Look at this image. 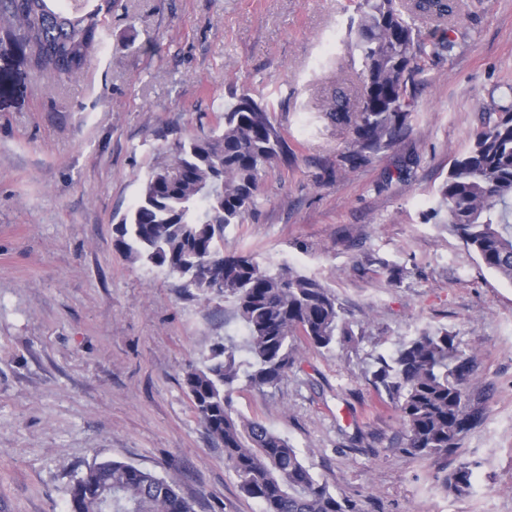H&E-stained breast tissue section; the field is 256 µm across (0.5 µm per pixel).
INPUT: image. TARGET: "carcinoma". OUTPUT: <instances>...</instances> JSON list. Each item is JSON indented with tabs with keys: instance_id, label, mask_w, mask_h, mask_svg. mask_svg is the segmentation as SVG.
<instances>
[{
	"instance_id": "obj_1",
	"label": "carcinoma",
	"mask_w": 512,
	"mask_h": 512,
	"mask_svg": "<svg viewBox=\"0 0 512 512\" xmlns=\"http://www.w3.org/2000/svg\"><path fill=\"white\" fill-rule=\"evenodd\" d=\"M119 0H0V19L17 24L31 65L58 79L81 74L100 46V35ZM459 0H354L345 47L363 81L355 93L336 89L323 112L349 128L347 151L336 171L355 170L397 149L416 110L414 86L422 61L452 47L447 25ZM437 34L424 42L417 23ZM220 131L178 140L173 162L153 168L133 207L117 224L118 242L133 261L165 268L193 297L207 298L224 280L244 336L216 343L207 363L188 366L183 386L207 435L242 491L262 512H360L357 503L313 475L287 439L258 419L235 413L239 383L275 389L296 362L298 340L330 349L363 336L372 319L353 323L320 281L291 268L273 272L247 252L224 254V229L244 222L255 205L263 173L293 160L268 105L244 92L224 114ZM481 264L512 284V108L487 112L470 148L454 159L434 214ZM477 362L446 330H425L375 358L371 383L398 415L404 450L446 457L486 417L487 392L471 384ZM473 469L461 462L443 482L461 494L473 487ZM68 512H194L173 479L120 461L87 468L70 490Z\"/></svg>"
}]
</instances>
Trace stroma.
<instances>
[{
	"label": "stroma",
	"mask_w": 512,
	"mask_h": 512,
	"mask_svg": "<svg viewBox=\"0 0 512 512\" xmlns=\"http://www.w3.org/2000/svg\"><path fill=\"white\" fill-rule=\"evenodd\" d=\"M453 49L426 60L401 146L335 175L351 134L322 114L359 82L349 0H122L84 72H36L0 22V512H66L93 463L175 479L196 512H262L182 385L242 327L232 299L195 298L128 260L115 227L176 139L209 132L233 94L268 103L295 154L263 176L224 249L329 287L370 334L297 348L278 390L233 394L361 512H512V285L431 210L480 115L512 105V0H464ZM411 157L409 174L399 171ZM445 329L490 392L458 454L404 451L368 378L375 356ZM474 467L473 488L445 474ZM473 469L469 463L461 462L450 473L445 475L443 482L451 492L462 494L473 487Z\"/></svg>",
	"instance_id": "obj_1"
}]
</instances>
